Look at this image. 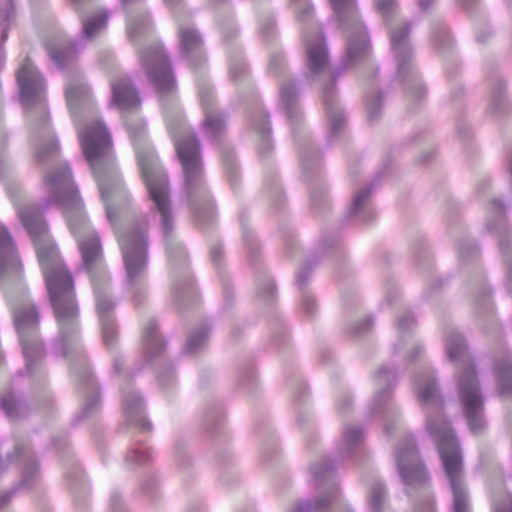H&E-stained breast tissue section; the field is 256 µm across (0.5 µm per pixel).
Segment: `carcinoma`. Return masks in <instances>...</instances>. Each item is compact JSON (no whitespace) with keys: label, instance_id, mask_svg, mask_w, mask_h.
I'll return each mask as SVG.
<instances>
[{"label":"carcinoma","instance_id":"carcinoma-1","mask_svg":"<svg viewBox=\"0 0 512 512\" xmlns=\"http://www.w3.org/2000/svg\"><path fill=\"white\" fill-rule=\"evenodd\" d=\"M79 33L61 31L54 14L39 9L25 18L17 14L14 0L0 3V78L11 75L12 49L25 26L32 22L44 38L62 48L72 58L86 51L93 33L91 24L99 11V0H72ZM153 9L149 0H114L112 14L126 23H135L140 37L132 52L116 61L112 69V90L103 98L74 99L71 107L82 126L81 140L96 162V175L103 184L112 187L111 220L126 227L124 257L129 268L139 265L145 225L143 214L131 205L127 191L112 183L113 152L111 143L96 134L99 122L107 113L119 112L123 122L135 124L142 111L143 100L134 86L127 83L131 73L143 76L152 86L155 99L163 103L171 119L182 130L178 156L180 176L169 167L157 170L158 190L175 208L181 207L189 185L204 176L214 165L205 157L208 144L217 138L232 139L233 120L224 112L223 104H211L207 119V134L183 116L184 106L177 95L178 78L173 70V58L168 45L176 41L182 52L192 54L204 48L190 16L182 18L177 32H165L147 23ZM339 25L340 37L334 41L326 29ZM379 28L370 23V13L364 0H322L312 5V25L296 36L297 43L288 66L275 77L276 93L269 97L259 86L238 87L250 94L260 106L291 107L305 98L308 111L319 115L317 125L336 127V110L345 93L342 78L360 70L373 54ZM67 76L60 56L51 54L44 65H36L27 73L33 101L24 121L32 128L44 124L42 111L44 94L54 79ZM498 195L490 206L497 220L512 218V164L499 171ZM70 169L60 163L56 141H51L41 153L40 168L32 189L25 195L35 196L39 204L24 216L16 233L0 235V297L6 301L0 318V347L3 338L29 335L27 302L12 294L15 284L24 278V266L12 257L26 244L34 254L35 266L42 279L56 288L55 315L58 324L67 323L75 304V288L66 276L67 265L59 257L55 242L49 235V220L53 215L64 216L71 224L73 235L82 248L89 249L101 231L85 222L87 200L69 188ZM435 368L428 374L401 377L391 392L401 391L415 411L414 426L398 428L385 425L376 439L386 448L399 449L393 468L408 486L414 499L424 505H435L443 512H473L474 492L487 474L484 457L468 448V439L487 431L492 423V402H512V355L502 358L489 349L475 346L466 335L448 339L434 354ZM370 406L360 418L350 424L335 448L318 465L315 473L316 507L328 506L325 494L339 489L345 482L356 449L371 440ZM499 494L492 512H512V449L504 454L496 473Z\"/></svg>","mask_w":512,"mask_h":512}]
</instances>
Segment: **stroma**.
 I'll return each instance as SVG.
<instances>
[{
	"mask_svg": "<svg viewBox=\"0 0 512 512\" xmlns=\"http://www.w3.org/2000/svg\"><path fill=\"white\" fill-rule=\"evenodd\" d=\"M450 11L424 12L410 39L385 49L348 93L347 120L333 136L298 137L299 114L267 117L247 96H232V141L209 153L224 179L241 163L252 174L224 199L223 218L186 221L185 250L168 231L169 214L144 154L171 164L180 145L162 104L133 126L106 123L125 145L119 183L134 184L155 224L136 281L144 314L122 323L138 347L124 389L106 361L112 309L121 297V245L114 275L93 292L82 253L56 218L78 296L99 307L95 322L75 313L52 336H19L6 367L32 364L21 388L25 419L10 432L20 483L0 490V512H292L312 493V469L378 388L379 365L405 374L426 368L448 337L485 331L512 290V225L481 234L485 207L498 192L497 171L512 160V0H447ZM209 49L181 56L178 95L201 119L206 96L198 75L234 73L246 85L283 69L280 44L310 19L309 0L283 9L220 11L191 0ZM98 45L75 59L67 85L81 95L110 72L113 56L138 40L135 29L98 26ZM51 53L27 24L13 48L11 110L0 118V233L21 224L13 184L31 172L43 148L18 115L28 107L20 81ZM330 142L332 161L320 144ZM357 191L369 192V219L348 236L343 217ZM333 241L316 280H284ZM512 439V404L496 402L491 432L475 449L496 461ZM393 449L358 450L336 512H360L372 490L383 512H414L390 466Z\"/></svg>",
	"mask_w": 512,
	"mask_h": 512,
	"instance_id": "stroma-1",
	"label": "stroma"
}]
</instances>
